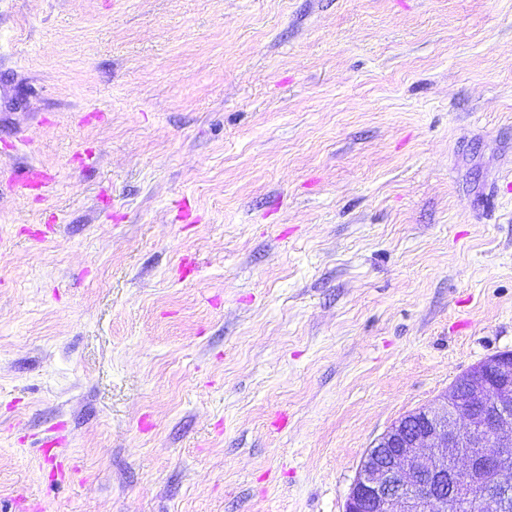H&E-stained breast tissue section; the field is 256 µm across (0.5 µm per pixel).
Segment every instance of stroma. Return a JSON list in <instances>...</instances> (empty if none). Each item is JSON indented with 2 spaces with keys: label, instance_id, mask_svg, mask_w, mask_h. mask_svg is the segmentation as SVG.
<instances>
[{
  "label": "stroma",
  "instance_id": "35a3bbf8",
  "mask_svg": "<svg viewBox=\"0 0 512 512\" xmlns=\"http://www.w3.org/2000/svg\"><path fill=\"white\" fill-rule=\"evenodd\" d=\"M28 165L0 512H344L512 351V0H0ZM47 175L39 168L28 166L13 172L9 186L16 193L24 194L32 189H43L48 185Z\"/></svg>",
  "mask_w": 512,
  "mask_h": 512
}]
</instances>
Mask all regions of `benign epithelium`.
Returning <instances> with one entry per match:
<instances>
[{
    "instance_id": "obj_1",
    "label": "benign epithelium",
    "mask_w": 512,
    "mask_h": 512,
    "mask_svg": "<svg viewBox=\"0 0 512 512\" xmlns=\"http://www.w3.org/2000/svg\"><path fill=\"white\" fill-rule=\"evenodd\" d=\"M470 402L444 394L395 421L368 449L344 512H504L512 489V353L468 377Z\"/></svg>"
}]
</instances>
